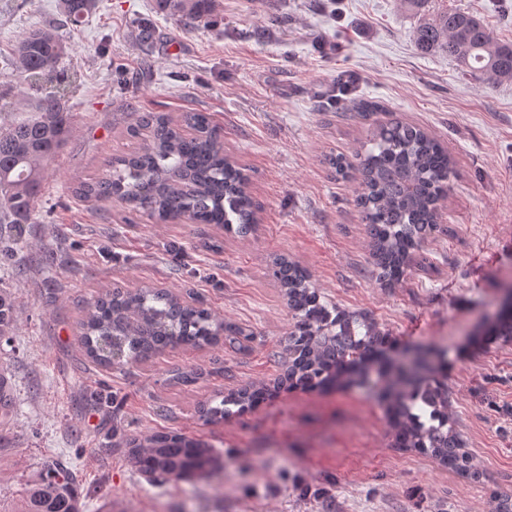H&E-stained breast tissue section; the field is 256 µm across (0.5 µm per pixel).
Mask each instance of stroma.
Wrapping results in <instances>:
<instances>
[{
	"label": "stroma",
	"instance_id": "stroma-1",
	"mask_svg": "<svg viewBox=\"0 0 512 512\" xmlns=\"http://www.w3.org/2000/svg\"><path fill=\"white\" fill-rule=\"evenodd\" d=\"M59 4L0 0V110L37 104L13 63L32 29H55L67 43L57 68L73 78L72 133L24 227L52 270L19 276L0 260V288L18 312L0 341L15 402L0 425V512H16L27 481L60 459L76 468L83 512H490L492 492L512 493V341L467 343L512 282V82L485 85L447 53L414 44L422 17L445 10L478 15L512 43V0H426L419 13L402 0H213L208 22L187 32L155 0H95L68 25ZM275 15L283 24L269 26ZM145 22L155 32L148 46L138 39ZM345 71L358 74L355 89L321 108L319 94ZM365 102L374 110L363 117ZM147 111L211 113L248 176L250 234L156 224L76 196L105 177L112 154L131 149L126 129ZM393 119L444 142L455 165L439 230L386 285L369 263L359 182L328 159L351 156ZM281 257L303 266L326 301L366 313L404 345L447 348L448 415L479 481L395 447L384 405L357 387L283 389L222 420L202 416L216 395L273 386L288 363ZM142 286L192 293L252 337L121 369L83 356L87 302ZM156 431L213 446L223 473L149 483L129 444Z\"/></svg>",
	"mask_w": 512,
	"mask_h": 512
}]
</instances>
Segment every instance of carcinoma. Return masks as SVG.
Masks as SVG:
<instances>
[{
    "label": "carcinoma",
    "instance_id": "1",
    "mask_svg": "<svg viewBox=\"0 0 512 512\" xmlns=\"http://www.w3.org/2000/svg\"><path fill=\"white\" fill-rule=\"evenodd\" d=\"M212 0H155L158 11L178 16L190 30L208 19ZM92 0H61L65 21L80 22ZM416 46L427 53H448L462 69L487 85L512 81V44L499 42L483 20L464 12H442L423 19ZM67 45L53 31L33 29L14 48L17 69L34 84L55 91L43 96L35 112L22 119L0 117V258L20 253L27 263L51 267L46 253L32 255L21 225L32 223L35 203L47 178L48 161L68 142L69 113L62 99L69 77L56 65ZM138 147L112 156L109 174L84 182L76 194L96 202L114 198L131 212L158 223L232 226L247 235L253 224L248 178L224 155V134L205 112L174 118L162 112H139L126 129ZM370 147L354 159H329L336 173L357 172L362 192L357 198L362 223L371 239L370 262L382 280L402 277L409 256L438 228V202L450 187L453 160L448 150L425 131L393 121L380 126ZM279 279L288 295L295 325L288 342V386L306 391L355 386L385 404L399 448L430 457L473 481L480 478L461 435L448 420V383L439 365L419 359L404 365H381L379 355L388 335L359 312L346 313L322 300L306 271L281 261ZM17 322L12 295L0 289V339ZM82 348L92 361L124 367L182 345H211L226 337L234 343L244 329L227 324L199 302L189 303L172 290L115 288L86 304L81 321ZM493 336L512 338V311L496 308L490 318ZM267 390L244 388L208 406L211 421L222 420L230 407L243 410L265 398ZM14 411L10 379L0 370V421ZM130 456L147 480L158 476L189 481L224 468L221 454L208 445L173 432H156L130 448ZM71 462L60 460L26 485L17 512H81Z\"/></svg>",
    "mask_w": 512,
    "mask_h": 512
}]
</instances>
